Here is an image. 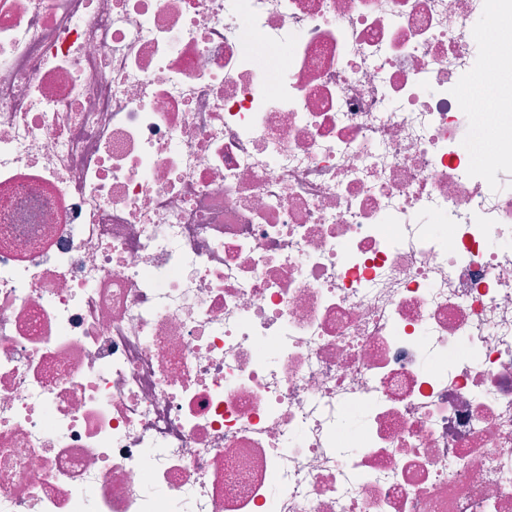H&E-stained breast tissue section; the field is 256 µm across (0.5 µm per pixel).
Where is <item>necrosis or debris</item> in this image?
Instances as JSON below:
<instances>
[{
  "mask_svg": "<svg viewBox=\"0 0 512 512\" xmlns=\"http://www.w3.org/2000/svg\"><path fill=\"white\" fill-rule=\"evenodd\" d=\"M512 0H0V512H512ZM472 91L475 94L489 98L500 97L502 94L512 91V77L490 74L481 75L474 82Z\"/></svg>",
  "mask_w": 512,
  "mask_h": 512,
  "instance_id": "necrosis-or-debris-1",
  "label": "necrosis or debris"
}]
</instances>
